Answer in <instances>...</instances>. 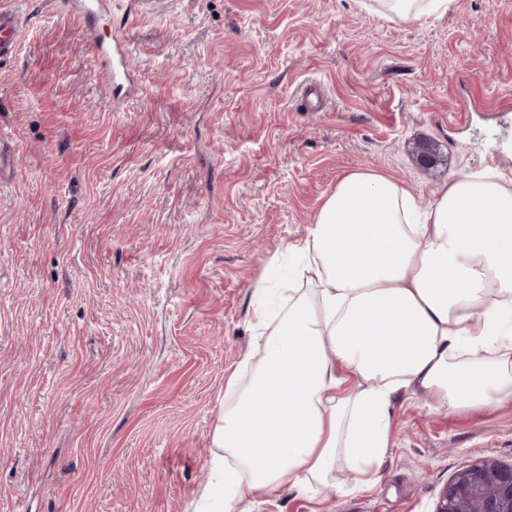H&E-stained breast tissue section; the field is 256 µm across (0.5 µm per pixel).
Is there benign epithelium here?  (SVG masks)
<instances>
[{"label":"benign epithelium","mask_w":512,"mask_h":512,"mask_svg":"<svg viewBox=\"0 0 512 512\" xmlns=\"http://www.w3.org/2000/svg\"><path fill=\"white\" fill-rule=\"evenodd\" d=\"M435 512H512V463L487 456L466 466L443 487Z\"/></svg>","instance_id":"benign-epithelium-1"}]
</instances>
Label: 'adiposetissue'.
<instances>
[{"label":"adipose tissue","instance_id":"obj_1","mask_svg":"<svg viewBox=\"0 0 512 512\" xmlns=\"http://www.w3.org/2000/svg\"><path fill=\"white\" fill-rule=\"evenodd\" d=\"M290 251L300 287L273 311L272 277L258 280L260 357L225 377L211 461L224 512L317 491L340 469L375 483L399 396L453 412L512 403V185L465 175L422 206L357 170Z\"/></svg>","mask_w":512,"mask_h":512}]
</instances>
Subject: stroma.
I'll return each mask as SVG.
<instances>
[{"label": "stroma", "instance_id": "1", "mask_svg": "<svg viewBox=\"0 0 512 512\" xmlns=\"http://www.w3.org/2000/svg\"><path fill=\"white\" fill-rule=\"evenodd\" d=\"M135 87L114 98L60 0H0V512H195L224 377L255 354L252 291L344 174L422 201L512 181V0L411 22L359 0H111ZM318 85L325 104L302 105ZM488 103L469 112L473 97ZM436 140L426 169L410 142ZM512 463V405L392 408L376 484L251 512H434L473 461ZM20 26L11 11H0V61L12 57L19 44ZM409 151L412 157L423 167H435L442 161L439 144L427 137H418L410 142ZM427 155L426 162L420 161V152Z\"/></svg>", "mask_w": 512, "mask_h": 512}]
</instances>
